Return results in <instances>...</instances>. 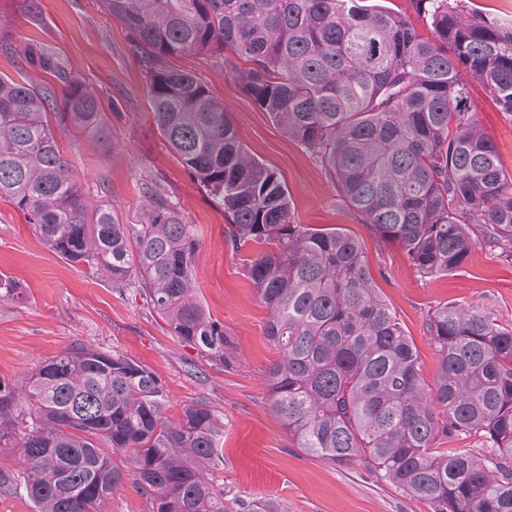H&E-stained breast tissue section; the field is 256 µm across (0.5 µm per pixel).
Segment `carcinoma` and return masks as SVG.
Segmentation results:
<instances>
[{
	"label": "carcinoma",
	"mask_w": 512,
	"mask_h": 512,
	"mask_svg": "<svg viewBox=\"0 0 512 512\" xmlns=\"http://www.w3.org/2000/svg\"><path fill=\"white\" fill-rule=\"evenodd\" d=\"M130 33L152 116L224 212L235 251L270 246L246 273L278 353L264 371L272 413L306 455L360 462L433 512H512V324L480 309L428 314L439 355L427 381L416 348L373 287L362 245L293 219L278 174L246 147L224 106L171 60H224L242 88L315 156L340 203L399 244L425 277L461 267L480 243L512 262V176L463 96L461 72L512 115V22L460 0H415L435 39L359 0H102ZM63 87L0 76V198L63 259L131 288L208 363H233L224 325L196 298L199 240L158 186L126 224L90 208L54 127L107 137L96 92L42 53ZM159 379L77 343L17 380L0 378V497L35 512H101L124 477L149 512H234L212 472L224 464L216 412L164 416ZM480 439L483 451L440 441Z\"/></svg>",
	"instance_id": "cac0c4a2"
}]
</instances>
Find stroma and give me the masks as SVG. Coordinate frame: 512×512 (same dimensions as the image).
<instances>
[{"label":"stroma","instance_id":"35a3bbf8","mask_svg":"<svg viewBox=\"0 0 512 512\" xmlns=\"http://www.w3.org/2000/svg\"><path fill=\"white\" fill-rule=\"evenodd\" d=\"M0 43L11 47L0 52V73L49 82V75L26 61L34 49L97 89L110 145L70 129L56 132L74 178L90 203H111L130 224L143 214V185L155 181L165 188L198 232L196 295L231 335L235 355L227 370L202 361L132 290H117L108 279L60 258L2 198L0 273L19 282L22 296L0 299V378L23 377L77 343L124 355L160 379L169 419L178 420L182 407L194 401L212 406L224 435V467L214 476L228 498L246 503L270 498L281 512H432L428 502L406 496L361 463L335 464L304 454L270 412L263 373L277 354L263 335L268 311L245 271L257 252L232 250L222 212L151 121L145 71L129 33L101 0H0ZM176 64L207 86L250 152L276 171L299 223L336 229L362 243L373 284L411 336L426 378L435 376L439 362L426 331L428 310L472 306L512 324V263L479 245L458 270L420 276L405 251L381 241L340 204L320 162L273 124L225 72L222 59L186 55ZM467 94L512 176V117L479 85L468 84Z\"/></svg>","mask_w":512,"mask_h":512}]
</instances>
